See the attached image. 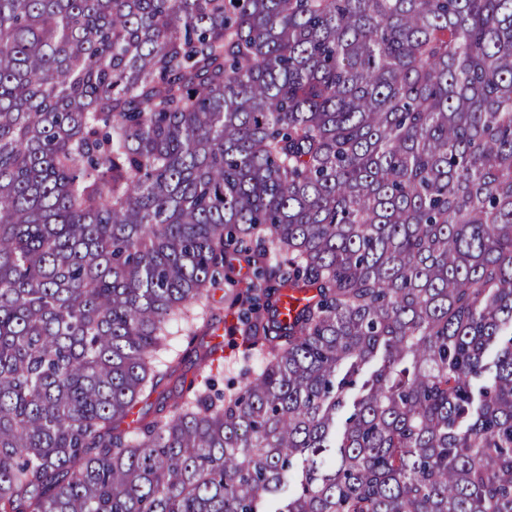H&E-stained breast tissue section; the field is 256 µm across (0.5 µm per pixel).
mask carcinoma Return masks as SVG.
Returning <instances> with one entry per match:
<instances>
[{
	"mask_svg": "<svg viewBox=\"0 0 512 512\" xmlns=\"http://www.w3.org/2000/svg\"><path fill=\"white\" fill-rule=\"evenodd\" d=\"M290 483L512 512V0H0V512ZM204 325L202 311L198 307L191 308L184 320L179 321L172 327V334L170 336L169 346L166 351H163L158 356L161 364L167 363L172 358L182 354L186 347V335L189 330H201ZM221 334L224 336V365L220 366L218 369H213V374H216L217 379L222 380L224 378V382L233 376H236L238 373L239 366L236 363V358L238 357V349L235 346L236 342L231 337L230 333H225V331H221ZM220 372L221 374H217Z\"/></svg>",
	"mask_w": 512,
	"mask_h": 512,
	"instance_id": "1",
	"label": "carcinoma"
}]
</instances>
